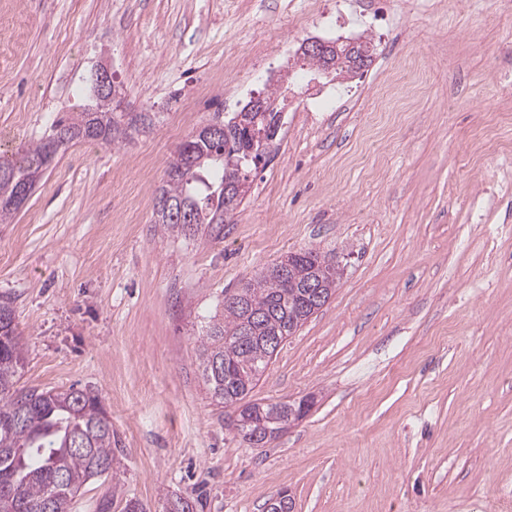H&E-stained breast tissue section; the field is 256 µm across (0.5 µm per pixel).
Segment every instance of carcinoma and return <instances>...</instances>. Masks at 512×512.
Returning <instances> with one entry per match:
<instances>
[{"label": "carcinoma", "instance_id": "1", "mask_svg": "<svg viewBox=\"0 0 512 512\" xmlns=\"http://www.w3.org/2000/svg\"><path fill=\"white\" fill-rule=\"evenodd\" d=\"M375 46L365 40L338 44L331 56L335 74L349 75L355 61L369 67ZM306 73L317 77L325 60L302 54ZM154 112H114L112 104L96 95L95 74L89 77L84 110L54 122L57 138L48 151L47 138L0 156V224H9L18 208L12 205L22 186L35 183L55 156L68 144L96 141L119 145L134 133L150 129ZM263 151L244 130L224 122V136H189L175 151L157 198L169 206H154V223L164 232L184 238L224 235V185L240 181L261 162ZM224 294L221 317H214L200 340L202 377L211 397L237 406L256 387L277 356L267 338L294 335L314 314L306 284L321 281L336 291L338 268L326 263L314 249L287 255ZM24 365L14 309L0 301V512H69L80 490L90 480L117 479L112 454V422L97 395L70 387L64 391L15 388ZM296 402L263 406L253 428L275 430Z\"/></svg>", "mask_w": 512, "mask_h": 512}]
</instances>
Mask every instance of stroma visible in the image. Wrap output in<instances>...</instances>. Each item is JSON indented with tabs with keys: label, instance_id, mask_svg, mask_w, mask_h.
Masks as SVG:
<instances>
[{
	"label": "stroma",
	"instance_id": "stroma-1",
	"mask_svg": "<svg viewBox=\"0 0 512 512\" xmlns=\"http://www.w3.org/2000/svg\"><path fill=\"white\" fill-rule=\"evenodd\" d=\"M374 14L377 46L337 104L418 58L390 102L304 111L250 173L224 237L153 222L176 148L231 113L254 52L279 68L278 32L321 35ZM108 61L129 106L156 113L117 146L69 145L12 223L0 224V297L13 301L21 389L76 386L112 422L119 485L89 482L71 512L111 494L146 512H495L512 493V11L502 0H0V150L81 111ZM313 248L342 276L250 395L311 398L267 447L243 442L198 367L224 293Z\"/></svg>",
	"mask_w": 512,
	"mask_h": 512
}]
</instances>
